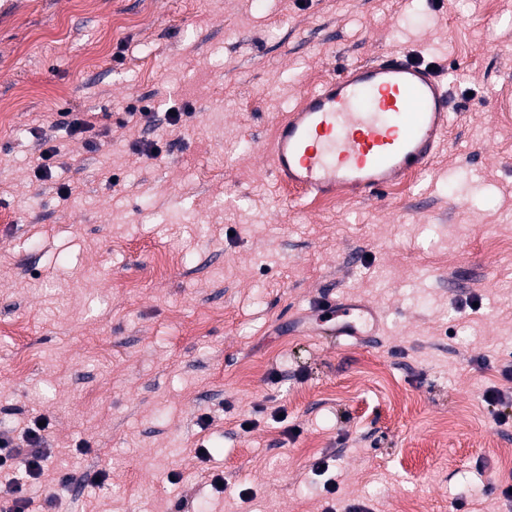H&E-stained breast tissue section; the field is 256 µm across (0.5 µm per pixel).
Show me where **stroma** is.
<instances>
[{
    "label": "stroma",
    "instance_id": "stroma-1",
    "mask_svg": "<svg viewBox=\"0 0 512 512\" xmlns=\"http://www.w3.org/2000/svg\"><path fill=\"white\" fill-rule=\"evenodd\" d=\"M394 52L463 69L429 169L330 206L277 182L275 117ZM0 109V427L50 421L29 512H507L512 0H0ZM321 296L375 335H318ZM82 114L84 115L82 112L60 113V117H62V119L59 124L65 127L69 135L72 137H86V134L91 132L95 125L81 116Z\"/></svg>",
    "mask_w": 512,
    "mask_h": 512
}]
</instances>
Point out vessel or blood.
<instances>
[{
  "label": "vessel or blood",
  "instance_id": "vessel-or-blood-1",
  "mask_svg": "<svg viewBox=\"0 0 512 512\" xmlns=\"http://www.w3.org/2000/svg\"><path fill=\"white\" fill-rule=\"evenodd\" d=\"M452 84L442 69L405 52L352 64L275 123L267 154L275 176L307 193L367 199L401 175L427 168L447 140ZM322 335H365L375 313L352 303L315 304Z\"/></svg>",
  "mask_w": 512,
  "mask_h": 512
}]
</instances>
